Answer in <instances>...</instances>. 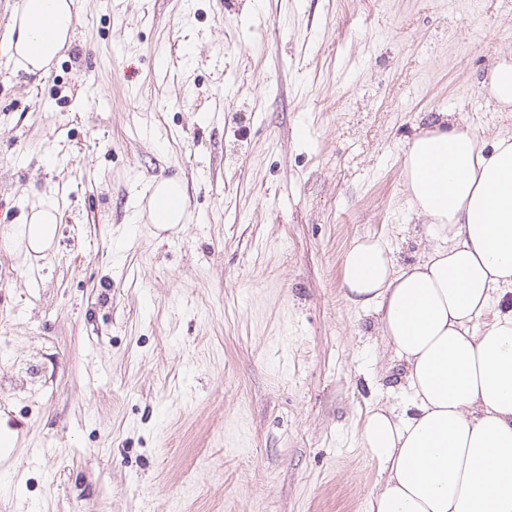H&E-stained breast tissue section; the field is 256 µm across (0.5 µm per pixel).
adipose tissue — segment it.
<instances>
[{"label":"adipose tissue","instance_id":"1","mask_svg":"<svg viewBox=\"0 0 512 512\" xmlns=\"http://www.w3.org/2000/svg\"><path fill=\"white\" fill-rule=\"evenodd\" d=\"M74 0H22L9 45L19 69L43 73L69 42ZM406 203L434 246L399 265L385 240L355 242L346 299L374 314L402 365L407 409L372 406L360 445L378 467L367 512H512V136L485 145L470 126H419L404 150ZM179 181L156 182L149 219L185 223ZM57 209L41 204L4 240L42 253Z\"/></svg>","mask_w":512,"mask_h":512}]
</instances>
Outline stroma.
I'll return each mask as SVG.
<instances>
[{
  "label": "stroma",
  "mask_w": 512,
  "mask_h": 512,
  "mask_svg": "<svg viewBox=\"0 0 512 512\" xmlns=\"http://www.w3.org/2000/svg\"><path fill=\"white\" fill-rule=\"evenodd\" d=\"M0 0V512H366L358 429L402 398L347 302L354 241L428 250L402 159L440 112L486 143L512 0H79L39 77ZM187 220L150 224L157 179ZM57 234V209L45 202L25 216L21 224H15L4 239V250L11 251L23 246L27 251L42 253L52 248Z\"/></svg>",
  "instance_id": "35a3bbf8"
}]
</instances>
